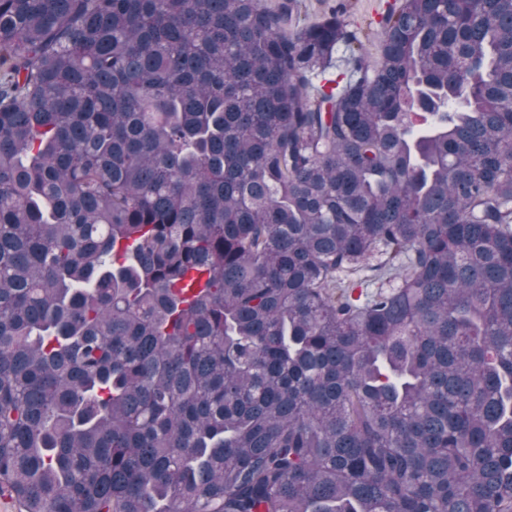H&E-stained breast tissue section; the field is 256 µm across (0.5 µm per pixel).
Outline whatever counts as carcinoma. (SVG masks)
Returning <instances> with one entry per match:
<instances>
[{"label": "carcinoma", "mask_w": 512, "mask_h": 512, "mask_svg": "<svg viewBox=\"0 0 512 512\" xmlns=\"http://www.w3.org/2000/svg\"><path fill=\"white\" fill-rule=\"evenodd\" d=\"M300 13L0 0L24 512H512V0Z\"/></svg>", "instance_id": "carcinoma-1"}]
</instances>
